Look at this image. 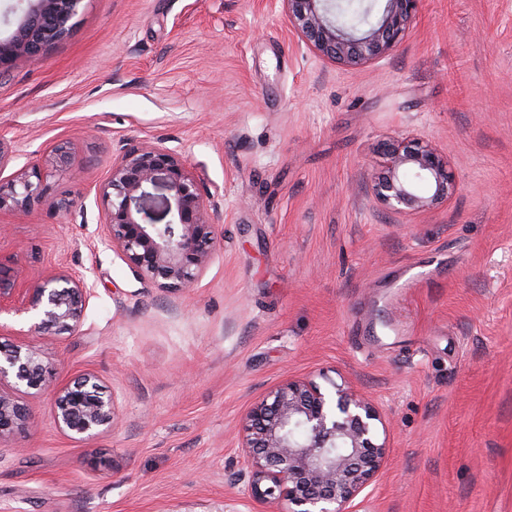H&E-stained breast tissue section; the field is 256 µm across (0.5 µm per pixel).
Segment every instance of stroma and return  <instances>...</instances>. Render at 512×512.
<instances>
[{
  "instance_id": "35a3bbf8",
  "label": "stroma",
  "mask_w": 512,
  "mask_h": 512,
  "mask_svg": "<svg viewBox=\"0 0 512 512\" xmlns=\"http://www.w3.org/2000/svg\"><path fill=\"white\" fill-rule=\"evenodd\" d=\"M73 24L0 76V177L70 152L41 204L0 213V265L70 272L91 296L75 332L39 342L5 313L0 340L40 343L53 384L97 376L118 419L75 440L49 396H24L0 512H252L242 418L302 378L381 415L362 512H512V0H421L358 68L310 49L281 0H84ZM402 139L447 160L448 203L377 202L380 147ZM144 141L220 199L224 238L184 290L104 243L98 188Z\"/></svg>"
}]
</instances>
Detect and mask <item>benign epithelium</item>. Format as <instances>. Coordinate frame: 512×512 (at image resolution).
Instances as JSON below:
<instances>
[{
  "label": "benign epithelium",
  "mask_w": 512,
  "mask_h": 512,
  "mask_svg": "<svg viewBox=\"0 0 512 512\" xmlns=\"http://www.w3.org/2000/svg\"><path fill=\"white\" fill-rule=\"evenodd\" d=\"M16 29L0 37V75L21 58H35L62 40L83 0H24ZM288 23L320 55L359 66L394 50L413 24L420 0H385L364 29L336 20L335 0H282ZM376 199L398 213L448 202L455 184L448 162L419 141L385 145ZM67 146L52 147L40 164L24 165L0 179V212H25L40 203L50 178L68 162ZM104 242L143 282L179 291L208 266L218 245L209 212L220 203L206 197L187 160L162 144L125 148L99 188ZM89 288L68 272L22 289L17 312H31L29 332L58 336L82 324ZM40 350L0 343V444L26 425L20 395L35 391L53 399L56 426L86 440L113 427L114 398L94 375L51 385ZM324 392L313 380L287 379L254 403L239 438L248 470L249 497L258 505L282 504L281 512H356L355 501L380 470L385 443L377 442L379 411L346 384Z\"/></svg>",
  "instance_id": "obj_1"
}]
</instances>
